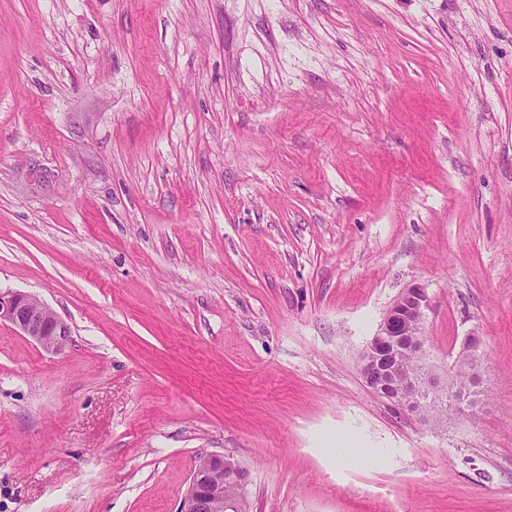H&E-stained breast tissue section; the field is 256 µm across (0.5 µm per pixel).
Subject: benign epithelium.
I'll list each match as a JSON object with an SVG mask.
<instances>
[{"mask_svg":"<svg viewBox=\"0 0 512 512\" xmlns=\"http://www.w3.org/2000/svg\"><path fill=\"white\" fill-rule=\"evenodd\" d=\"M430 298L417 285L405 289L386 312L377 332L361 354L360 371L369 390L397 410L429 420L423 404L455 400L454 381L443 383L427 362L420 339ZM10 323L48 353L63 351L72 342L70 326L53 310L29 294L0 291V322ZM484 340L477 332L464 336L458 357L467 364L474 391L485 380ZM416 360L409 368L402 356ZM248 475L238 462L223 456H204L194 469L180 512H231L245 498Z\"/></svg>","mask_w":512,"mask_h":512,"instance_id":"7a95c632","label":"benign epithelium"}]
</instances>
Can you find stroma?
Wrapping results in <instances>:
<instances>
[{
  "label": "stroma",
  "mask_w": 512,
  "mask_h": 512,
  "mask_svg": "<svg viewBox=\"0 0 512 512\" xmlns=\"http://www.w3.org/2000/svg\"><path fill=\"white\" fill-rule=\"evenodd\" d=\"M441 426L360 354L411 285ZM0 512H512V0H0ZM10 323L48 353L63 351L72 342L70 326L29 294L0 291V322ZM484 350V340L475 331H470L464 336L457 359L467 364V369L463 365H455V380L460 393H467L470 389L469 377L474 385L473 393L479 391L485 380V370L482 365V353ZM247 481L246 469L238 462L223 456H204L191 475L180 512H231L228 506H234L245 498ZM223 483L222 499L219 489Z\"/></svg>",
  "instance_id": "obj_1"
}]
</instances>
